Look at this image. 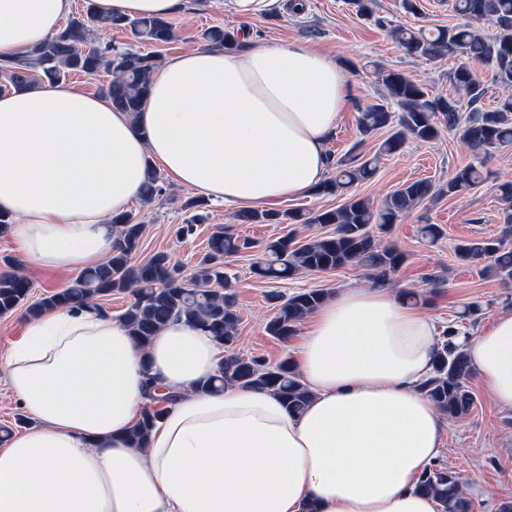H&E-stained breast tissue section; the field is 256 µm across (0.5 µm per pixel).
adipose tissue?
I'll return each mask as SVG.
<instances>
[{
  "label": "adipose tissue",
  "instance_id": "obj_1",
  "mask_svg": "<svg viewBox=\"0 0 512 512\" xmlns=\"http://www.w3.org/2000/svg\"><path fill=\"white\" fill-rule=\"evenodd\" d=\"M73 0H0V59L50 38ZM102 16L179 14L186 0H93ZM354 88L334 58L294 42L171 56L137 115L73 85L0 97V212L22 259L65 272L111 255L113 217L150 166L213 201L309 195ZM440 326L387 287L330 293L297 349L313 396L289 412L270 391H200L224 349L171 320L148 347L86 306L32 318L9 349L11 393L32 421L0 442V512H438L418 482L446 423L423 390ZM495 406L512 414V311L458 335ZM167 402L145 447L128 431L149 386Z\"/></svg>",
  "mask_w": 512,
  "mask_h": 512
}]
</instances>
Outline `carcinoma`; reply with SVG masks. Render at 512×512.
I'll return each mask as SVG.
<instances>
[{
	"label": "carcinoma",
	"mask_w": 512,
	"mask_h": 512,
	"mask_svg": "<svg viewBox=\"0 0 512 512\" xmlns=\"http://www.w3.org/2000/svg\"><path fill=\"white\" fill-rule=\"evenodd\" d=\"M353 4L360 15L388 28L391 38L411 56L422 59H435L447 53L459 56L461 63L449 78L466 95L470 111L461 112L460 100L432 95L425 84L397 70L374 68V77L385 90L384 100L359 111L357 128L361 139L345 158L332 165V175L318 190L320 194L343 196L345 202L335 209L308 213L243 214L244 219L254 223L301 222L332 227L330 232L313 236L299 245L288 236L265 243L252 263L253 273L261 278L284 281L300 271H329L359 265L367 271L372 283H390L405 255L395 245L386 243L381 234L426 200L437 201L477 187L483 181L480 165L494 151L512 145V92L497 98L492 107L484 108L486 91L475 70L485 65L493 72L495 82L512 87V0H453V10L467 18V22L434 29L392 25L375 16L373 0H353ZM487 21L494 25L492 34L484 32L483 24ZM99 28L128 31L142 46L167 44L175 37L167 19L101 17L88 5L85 13L69 18L31 54L0 65V94L35 82L52 84L75 75L96 76L105 72L110 80L100 91L111 100L112 106L133 114L140 111L149 91L155 56L102 42L96 36ZM203 39L222 48H231L240 41L238 32L220 27L206 30ZM386 127L393 132L378 144L374 153L362 152L366 139ZM443 131L457 135L473 157V163L455 170L447 182L439 185L426 180L407 182L378 204L350 194L352 187L374 176L382 157L398 152L407 139L431 141ZM499 191L505 204L499 236L464 240L454 247V255L458 264L477 268L481 275L506 283L512 281V182L502 184ZM112 223L119 225V230L109 261L81 273L63 290L34 300L26 276L18 272L0 273V316L23 307L34 318L47 308L92 304L114 291L127 292L131 300L120 319L141 346L149 345L158 330L173 318L195 324L224 345V360L204 389L213 391L230 385L267 390L278 394L293 412L306 406L311 392L289 359L270 364L263 358L244 356L236 350L240 317L229 288L228 273L224 271V259L253 247L249 239L216 228L209 237L207 252L192 277L186 279L166 252H156L146 261L137 260L143 226L133 214L116 217ZM327 296L328 291L324 289H302L288 296L271 294L277 305L265 325L266 333L288 342L298 325ZM459 332V324L455 322L442 332L433 375L423 385L438 410L451 419L468 415L475 405L469 387L472 370L464 350L453 342ZM148 398L152 404L127 435L128 442L136 448L144 447L163 411L164 401L151 394ZM418 488L440 503V512H473V501L464 495L457 473L444 464L429 468L420 478Z\"/></svg>",
	"instance_id": "cac0c4a2"
}]
</instances>
